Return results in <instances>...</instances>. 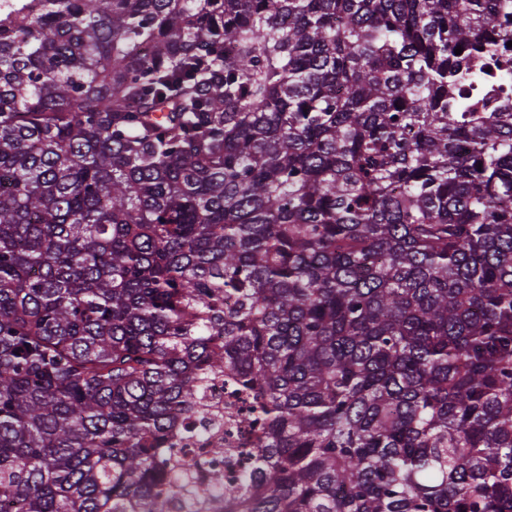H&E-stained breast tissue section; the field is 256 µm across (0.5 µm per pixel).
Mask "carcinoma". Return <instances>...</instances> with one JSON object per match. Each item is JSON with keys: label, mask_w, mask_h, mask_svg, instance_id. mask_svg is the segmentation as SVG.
Masks as SVG:
<instances>
[{"label": "carcinoma", "mask_w": 512, "mask_h": 512, "mask_svg": "<svg viewBox=\"0 0 512 512\" xmlns=\"http://www.w3.org/2000/svg\"><path fill=\"white\" fill-rule=\"evenodd\" d=\"M510 41L512 0L4 5L0 503L174 512L227 373L243 512H512Z\"/></svg>", "instance_id": "obj_1"}]
</instances>
